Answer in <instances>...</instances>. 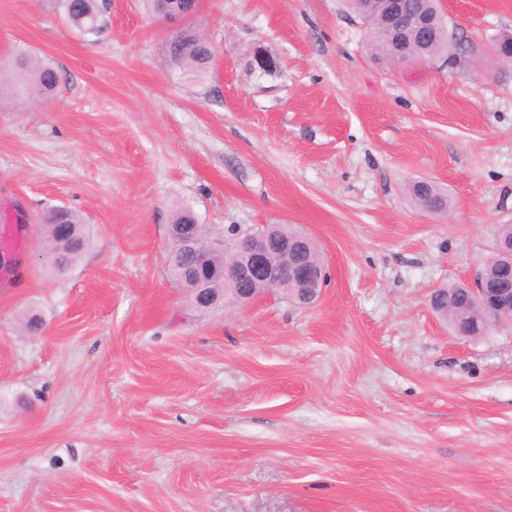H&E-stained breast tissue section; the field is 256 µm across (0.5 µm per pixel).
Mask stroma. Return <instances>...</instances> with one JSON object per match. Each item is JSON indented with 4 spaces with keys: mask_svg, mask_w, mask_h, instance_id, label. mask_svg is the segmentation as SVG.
I'll use <instances>...</instances> for the list:
<instances>
[{
    "mask_svg": "<svg viewBox=\"0 0 512 512\" xmlns=\"http://www.w3.org/2000/svg\"><path fill=\"white\" fill-rule=\"evenodd\" d=\"M439 3L456 59L398 65L345 0H107L94 36L0 0V227L29 226L0 276V512H512V324L459 337L430 305L512 224V0ZM186 30L198 78L167 51ZM21 55L58 70L49 99L14 95ZM51 206L90 235L63 276ZM184 208L218 240L305 232L320 298L198 308ZM143 2L148 6L149 10L162 17L174 16L180 13L188 12L192 7V2L189 0H143ZM190 16H174L168 17L169 19H177V18H190ZM169 53L176 63L194 74L204 73L213 57L209 42L191 34H180L171 40ZM412 200L421 208L428 209L433 204L436 211L449 206L447 197L439 190V188L428 181L415 182L409 189ZM193 213L184 209L176 214L169 228V239L172 252L171 260L180 261L183 257L192 256L199 251L196 229L198 224H190Z\"/></svg>",
    "mask_w": 512,
    "mask_h": 512,
    "instance_id": "obj_1",
    "label": "stroma"
}]
</instances>
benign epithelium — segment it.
<instances>
[{
    "label": "benign epithelium",
    "instance_id": "7a95c632",
    "mask_svg": "<svg viewBox=\"0 0 512 512\" xmlns=\"http://www.w3.org/2000/svg\"><path fill=\"white\" fill-rule=\"evenodd\" d=\"M367 11L381 19V30L392 38L398 47L397 62H425L427 43L433 34L434 16L429 12H408L402 0H366ZM196 224H172L169 239L171 260L179 261L199 251ZM310 237L297 233L271 245L261 229L238 236L231 246L220 249L224 253V264L213 266L212 260L204 257L196 275L195 303L200 307L215 304L210 283L215 276L232 279L242 288L232 301L248 304L257 296L255 286L266 290H279L290 280L304 283L317 298L327 282L323 264L304 265L299 255L310 249ZM479 318L491 327L512 321V289L489 288L482 270H477L470 284Z\"/></svg>",
    "mask_w": 512,
    "mask_h": 512
}]
</instances>
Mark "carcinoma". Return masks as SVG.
Segmentation results:
<instances>
[{"mask_svg": "<svg viewBox=\"0 0 512 512\" xmlns=\"http://www.w3.org/2000/svg\"><path fill=\"white\" fill-rule=\"evenodd\" d=\"M149 10L162 17L188 12L191 0H143ZM68 22L84 34H95L101 28L103 5L99 0H62ZM369 36L374 50L393 55L392 44L383 36L377 25L369 24ZM169 53L179 65L194 74L204 73L212 60L213 52L208 41L191 34H181L170 41ZM14 79L17 85L30 95L49 97L59 83V73L48 64L28 56H19L13 63ZM412 200L421 208L430 206L436 210L446 208L449 201L439 188L428 181L414 183L409 189ZM46 237V260L57 273L68 270L77 262L89 243L85 225L81 219L67 209H50L43 224ZM486 281L496 286L508 279L512 288V273L508 274L501 256L492 253L483 261ZM433 299L439 306H448V319L451 325L470 323L473 336L486 334L482 323H476V315L468 294L458 285L442 287L434 291Z\"/></svg>", "mask_w": 512, "mask_h": 512, "instance_id": "1", "label": "carcinoma"}]
</instances>
